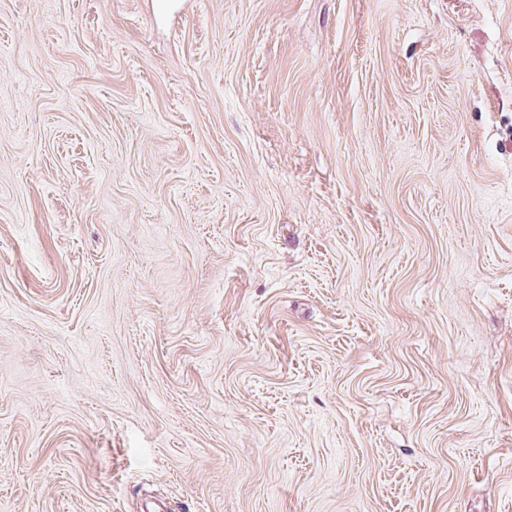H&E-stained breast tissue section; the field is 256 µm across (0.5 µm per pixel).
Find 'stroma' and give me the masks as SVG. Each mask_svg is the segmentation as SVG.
Returning a JSON list of instances; mask_svg holds the SVG:
<instances>
[{
  "instance_id": "1",
  "label": "stroma",
  "mask_w": 512,
  "mask_h": 512,
  "mask_svg": "<svg viewBox=\"0 0 512 512\" xmlns=\"http://www.w3.org/2000/svg\"><path fill=\"white\" fill-rule=\"evenodd\" d=\"M0 0V512H512V0Z\"/></svg>"
}]
</instances>
